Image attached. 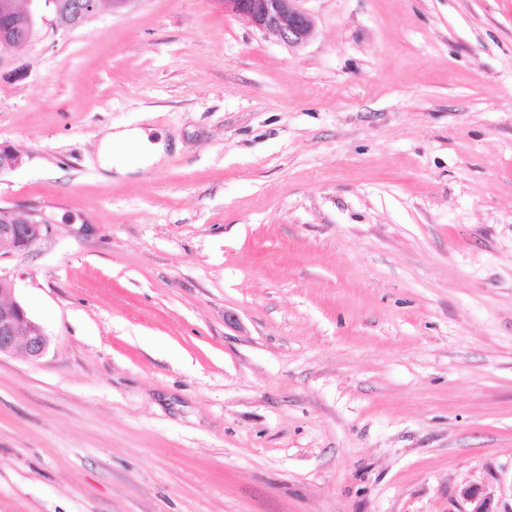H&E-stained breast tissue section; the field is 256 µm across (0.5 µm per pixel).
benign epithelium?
Segmentation results:
<instances>
[{
    "instance_id": "obj_1",
    "label": "benign epithelium",
    "mask_w": 512,
    "mask_h": 512,
    "mask_svg": "<svg viewBox=\"0 0 512 512\" xmlns=\"http://www.w3.org/2000/svg\"><path fill=\"white\" fill-rule=\"evenodd\" d=\"M20 13L21 27L9 31L0 29V72L10 64L11 49L35 41L70 32L96 20L101 13L100 0H80L77 9L61 7L60 0H25ZM224 11L246 21L255 28L271 33L288 46L307 43L314 33V21L300 6L302 0H222ZM24 154L10 146L0 148V175L20 168ZM49 225L23 218L15 224H0V246L20 253L39 242ZM14 282L0 274V356L17 351L30 361L40 359L46 352L49 339L44 328L13 298ZM470 504L468 512H512L494 506L495 494L478 487L467 486L460 491Z\"/></svg>"
}]
</instances>
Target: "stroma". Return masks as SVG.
I'll return each mask as SVG.
<instances>
[{"label":"stroma","instance_id":"35a3bbf8","mask_svg":"<svg viewBox=\"0 0 512 512\" xmlns=\"http://www.w3.org/2000/svg\"><path fill=\"white\" fill-rule=\"evenodd\" d=\"M132 0L12 49L0 512L512 505V0ZM157 165L105 179L100 133ZM303 0H222L224 11L271 33L288 46L307 43L314 21L300 6ZM128 149L135 150L140 158V166L149 167L157 162L165 152L163 140L153 142L142 128H125L106 132L100 140L99 158L102 167L123 172L128 168L121 165L118 159ZM20 220L15 224H0L1 250L25 252L39 242L50 227V224L38 223L28 218ZM14 282L0 272V357L21 351L30 361L46 352L49 339L44 328L13 298ZM462 499L470 504L471 509L465 510L464 512H511L512 505L510 508L504 510H498L494 506L495 494L489 492L486 489H480L478 487L467 486L460 491Z\"/></svg>","mask_w":512,"mask_h":512}]
</instances>
